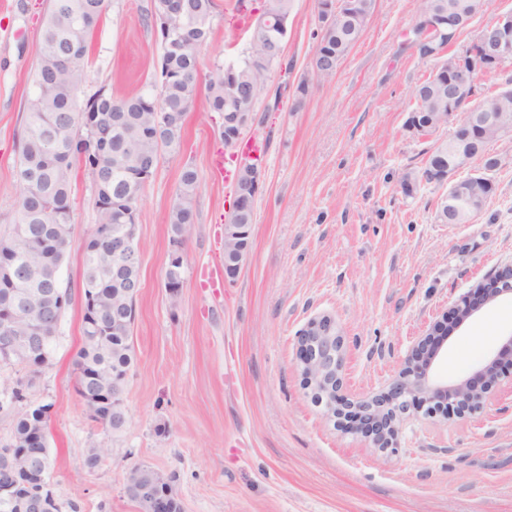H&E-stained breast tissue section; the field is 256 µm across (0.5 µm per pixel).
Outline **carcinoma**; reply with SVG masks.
Here are the masks:
<instances>
[{
  "label": "carcinoma",
  "instance_id": "1",
  "mask_svg": "<svg viewBox=\"0 0 512 512\" xmlns=\"http://www.w3.org/2000/svg\"><path fill=\"white\" fill-rule=\"evenodd\" d=\"M355 13L334 31L322 33L325 49L344 59L363 36L365 26L376 9V0H355ZM213 0H185L183 17H168L170 43L163 46L164 69L158 96L137 93L116 99L99 89L85 101L79 94L87 79L88 39L99 26L106 0H52L46 15L41 44L45 53L38 58L33 82L35 93L27 101L23 143L17 162V178L22 192L17 201L16 218L0 234V263L26 264V288H50L59 279L66 256L77 247L83 254L81 287L83 292L82 331L88 333L91 318L103 326L101 338L83 341L76 354L74 374L83 376L90 392L112 396V386L125 388L133 362L129 331L135 316V299L124 295L125 282L140 277L141 256L125 259V265L112 267L110 234L122 230L121 212L138 206L144 165H157L160 152L176 151L183 138L185 116L193 103L198 85L195 79L200 46L179 48L175 39L188 29L207 23ZM293 0H263V13L289 14ZM431 13L441 21L439 28L424 33L422 17ZM416 33L426 34L428 42L417 49L422 58H434L451 45L454 32L448 31V0H420ZM263 54L259 44L249 45L243 58L216 70L205 84L206 99L214 112L224 111V91L229 76L243 84L249 96L259 97L270 70L260 69L255 58ZM453 106L475 115V124L466 129L463 145L471 155L492 171L498 159L488 146L497 141L496 131L481 126V114L498 113L505 123L512 121V88L485 93L470 88L448 103V75L434 68L415 90L412 112H446ZM170 113L171 123L159 137L149 135L156 112ZM455 146L442 141L429 155L421 177L403 175L402 192L410 196L418 179L434 182L438 167L452 163ZM80 165L92 178L96 192L98 222L92 233L78 242L71 222L70 197L74 165ZM200 179L196 170L183 168L180 188L168 214L172 246L183 250L189 228L194 223V198ZM71 303L66 295L61 308L35 305L31 317L49 322L44 333V348L52 367L61 318ZM105 430L119 432L125 424L124 411L106 407L94 417ZM50 421L23 412L16 420L14 436L39 428L48 433Z\"/></svg>",
  "mask_w": 512,
  "mask_h": 512
}]
</instances>
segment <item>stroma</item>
<instances>
[{
  "mask_svg": "<svg viewBox=\"0 0 512 512\" xmlns=\"http://www.w3.org/2000/svg\"><path fill=\"white\" fill-rule=\"evenodd\" d=\"M0 19V227L21 192L15 166L50 0H6ZM263 0H215L211 42L199 79L236 61ZM153 0H109L89 40L84 95H131L160 82L161 39L147 16ZM419 0H377L367 29L330 78L313 59L322 29L319 0H294L284 58L256 104L263 184L254 209L252 254L236 279L224 266V222L233 179L224 155V117L197 95L179 153H163L137 211L141 288L130 343L133 362L119 434L92 421L74 389L83 342L80 251L61 281L71 293L55 364L27 392L53 416L50 482L60 512H139L124 478L136 465L169 481L182 512H512V382L487 395L481 413L431 417L411 406L391 448H376L346 419L329 417L306 385L297 340L331 317L342 332L344 392L353 400L387 390L413 342L495 268L512 265V138L493 143L496 189L468 224L440 216L447 186L420 183L405 196L404 172H422L437 142L406 121L416 85L436 62L420 58L409 31ZM308 81L309 93L295 88ZM201 182L184 247V284L166 288L172 249L168 213L181 169ZM75 239L97 222L95 191L76 168ZM512 335V294L487 305L449 336L436 381L471 376ZM107 442L93 469L86 450Z\"/></svg>",
  "mask_w": 512,
  "mask_h": 512,
  "instance_id": "obj_1",
  "label": "stroma"
}]
</instances>
